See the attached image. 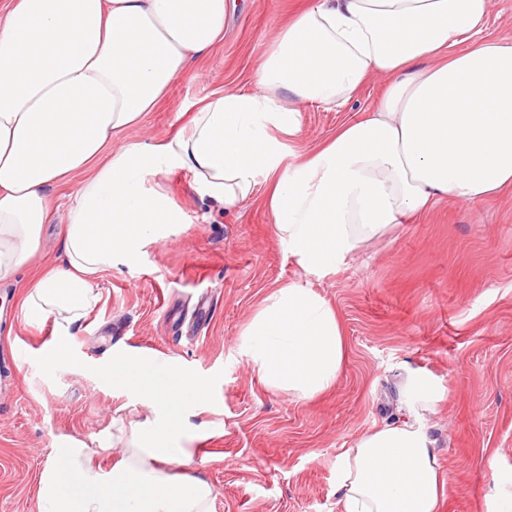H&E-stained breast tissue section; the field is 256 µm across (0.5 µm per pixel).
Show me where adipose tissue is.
<instances>
[{"label": "adipose tissue", "instance_id": "obj_1", "mask_svg": "<svg viewBox=\"0 0 512 512\" xmlns=\"http://www.w3.org/2000/svg\"><path fill=\"white\" fill-rule=\"evenodd\" d=\"M489 5L311 0L260 61L258 92L215 94L166 139L118 145L223 40L227 0H0V279L31 264L53 189L69 179L78 189L64 258L36 273L21 303L64 330L97 303L98 275L182 223L157 182L175 169L227 211L253 197L264 170L280 238L310 273L336 269L440 199L475 203L512 186V45L475 39ZM374 75L387 79L381 99L281 168L277 137L299 132L302 108L344 106ZM237 350L262 385L301 399L333 387L345 359L335 309L297 282L264 298ZM100 374L135 391L153 418L108 469L84 449H59L39 480L40 512H210L206 481L166 470L191 459L207 382L136 356ZM438 392L430 376H411L407 419L341 457L340 512H439L438 457L422 424Z\"/></svg>", "mask_w": 512, "mask_h": 512}]
</instances>
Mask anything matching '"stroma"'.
I'll list each match as a JSON object with an SVG mask.
<instances>
[{
	"label": "stroma",
	"mask_w": 512,
	"mask_h": 512,
	"mask_svg": "<svg viewBox=\"0 0 512 512\" xmlns=\"http://www.w3.org/2000/svg\"><path fill=\"white\" fill-rule=\"evenodd\" d=\"M308 2L231 0L223 42L194 59L127 138L155 142L187 125L201 100L256 91L260 59ZM385 87L373 79L340 109L306 106L300 132L282 139L283 163L361 117ZM158 181L183 224L137 262L97 277L98 302L67 334L51 317L26 321L29 269L0 282V512H39V476L57 449H88L105 466L119 459L150 416L135 393L98 375L120 354L162 357L210 381L212 404L199 416L207 429L190 463L168 471L207 481L211 512H339L338 459L361 436L405 417L399 392L415 372L443 388L424 414L445 482L442 512H486L490 460L512 466V187L472 204L441 201L316 275L282 242L263 172L255 196L233 212L200 197L187 172ZM76 190L73 182L54 189L58 209L37 264L62 257ZM290 282L326 299L342 324L343 372L308 401L265 388L236 352L265 296ZM56 343L65 354L47 364Z\"/></svg>",
	"instance_id": "obj_1"
}]
</instances>
